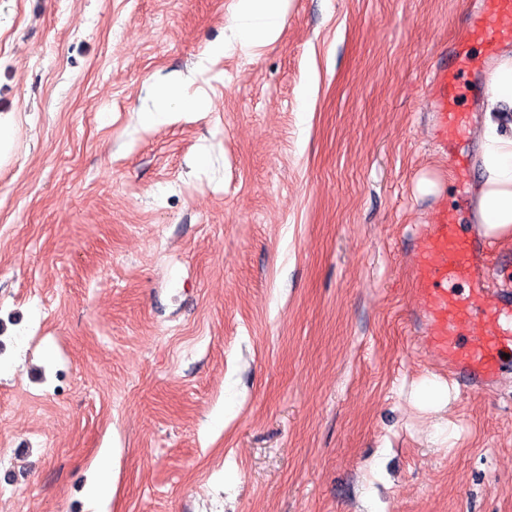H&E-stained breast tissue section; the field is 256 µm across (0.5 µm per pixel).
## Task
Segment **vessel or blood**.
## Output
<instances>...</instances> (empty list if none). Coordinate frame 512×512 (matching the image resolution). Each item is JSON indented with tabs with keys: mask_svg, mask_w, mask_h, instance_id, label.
I'll return each mask as SVG.
<instances>
[{
	"mask_svg": "<svg viewBox=\"0 0 512 512\" xmlns=\"http://www.w3.org/2000/svg\"><path fill=\"white\" fill-rule=\"evenodd\" d=\"M471 32L490 52L512 40V0H483ZM478 64L477 57L458 48L451 65L441 66L430 79L439 149H447L449 139L467 123L468 115L460 107L459 80ZM487 251L486 241L478 234L459 235L453 215L444 212L424 225L412 267L424 326L417 342L437 353L442 370L467 389H482L493 382L503 348L512 342V298L500 297L491 307L485 304Z\"/></svg>",
	"mask_w": 512,
	"mask_h": 512,
	"instance_id": "vessel-or-blood-1",
	"label": "vessel or blood"
}]
</instances>
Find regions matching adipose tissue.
Masks as SVG:
<instances>
[{
    "label": "adipose tissue",
    "instance_id": "1",
    "mask_svg": "<svg viewBox=\"0 0 512 512\" xmlns=\"http://www.w3.org/2000/svg\"><path fill=\"white\" fill-rule=\"evenodd\" d=\"M289 0H234L230 27L235 42L257 46L274 41L283 26ZM481 116L475 129L478 179L469 192L471 222L486 238L512 237V47L490 60L484 81Z\"/></svg>",
    "mask_w": 512,
    "mask_h": 512
}]
</instances>
